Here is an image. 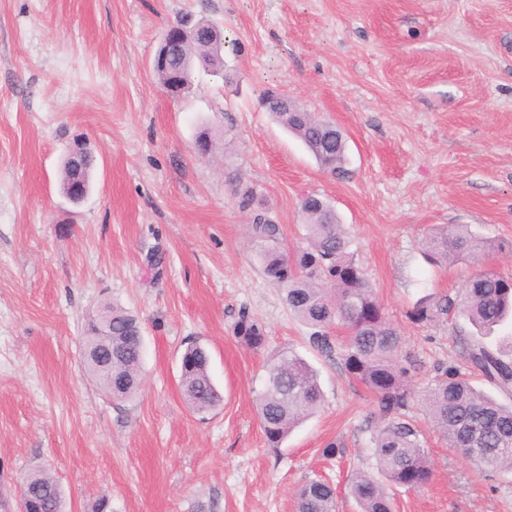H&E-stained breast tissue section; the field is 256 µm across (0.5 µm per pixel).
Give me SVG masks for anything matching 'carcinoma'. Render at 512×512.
<instances>
[{
    "mask_svg": "<svg viewBox=\"0 0 512 512\" xmlns=\"http://www.w3.org/2000/svg\"><path fill=\"white\" fill-rule=\"evenodd\" d=\"M191 30L192 40L173 51L166 66L156 70L161 85L177 93L190 85L196 67H224L220 29L199 20ZM270 114L303 142L324 172L345 174L346 140L336 125L310 112L273 109ZM79 162V181L86 193L94 160L85 155ZM301 213L306 246L292 255L284 248L279 225L260 209L253 215L250 230L261 244L262 270L280 289L291 312L308 327L311 348L338 358L344 372L376 396L381 425L371 438V448L381 478L356 470L348 488L359 512H395V488H421L433 475L420 432L406 416L412 388L408 369L401 365L403 337L386 317L362 264L350 251L349 232L336 212L323 199L308 195L301 202ZM425 244L427 256L436 263L478 264L486 253L512 252V243L483 238L466 225L435 228ZM443 316L465 322L455 330L461 365L437 368L423 398L426 415L448 447L460 450L487 471H512V404L499 402L473 384L481 376L502 391L512 390V350L506 352L486 341L495 329L512 321V278L485 268L466 279L457 298L426 296L410 312L418 323ZM106 317L112 318L110 348L98 336ZM338 324L346 335H331ZM233 332L249 349L265 346V325L246 311L239 315ZM140 337L138 316L114 304L87 325L86 348L99 358L112 350V382L96 372L94 359L87 358L86 367L116 399L129 398L140 388L144 355ZM180 369L183 396L196 412H208L223 402L202 345L187 346ZM322 399L317 373L306 360L291 350L272 357L258 408L268 446L280 447L295 427L319 409ZM19 493L28 512H64L58 483L43 471L26 473L19 482ZM295 503L296 512H337L336 490L324 481L311 480L296 490Z\"/></svg>",
    "mask_w": 512,
    "mask_h": 512,
    "instance_id": "carcinoma-1",
    "label": "carcinoma"
}]
</instances>
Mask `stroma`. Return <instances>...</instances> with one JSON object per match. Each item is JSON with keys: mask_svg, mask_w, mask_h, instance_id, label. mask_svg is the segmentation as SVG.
<instances>
[{"mask_svg": "<svg viewBox=\"0 0 512 512\" xmlns=\"http://www.w3.org/2000/svg\"><path fill=\"white\" fill-rule=\"evenodd\" d=\"M186 14L223 29L224 73L197 71L174 99L151 59ZM270 92L341 129L344 176L272 120ZM203 130L209 158L194 148ZM78 142L97 167L74 203L60 179ZM241 184L292 249L301 199H325L404 338L407 415L434 477L397 489L396 512H512V472L449 448L419 397L460 362L450 322L408 317L473 271L430 264L429 228L512 242V0H0V496L16 501L20 475L40 469L65 512H295V490L325 478L339 512H358L347 480L374 469L376 399L308 346L262 275ZM104 303L142 322L143 385L129 399L84 366V328ZM243 309L266 326L262 350L233 333ZM191 342L224 393L206 414L180 391ZM283 350L317 370L323 401L275 449L256 403ZM333 440L344 454L329 460Z\"/></svg>", "mask_w": 512, "mask_h": 512, "instance_id": "1", "label": "stroma"}]
</instances>
